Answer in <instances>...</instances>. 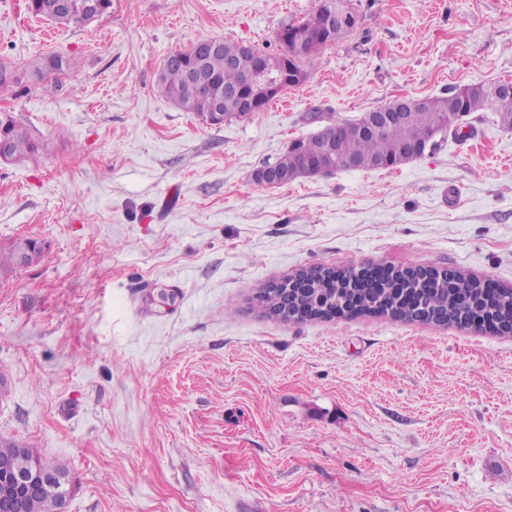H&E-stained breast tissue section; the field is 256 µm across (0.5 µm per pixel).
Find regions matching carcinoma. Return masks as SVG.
<instances>
[{
  "mask_svg": "<svg viewBox=\"0 0 512 512\" xmlns=\"http://www.w3.org/2000/svg\"><path fill=\"white\" fill-rule=\"evenodd\" d=\"M111 0H71L66 9L50 15L56 25L80 27L95 12L105 15ZM217 51L196 62L198 43L175 52L176 59L164 61L156 75L157 88L165 98L184 112L199 111L203 104L193 101L189 69L200 64L199 73L221 91V104L226 112L239 111L238 101L227 96L241 84L249 59L241 54L242 45L219 39ZM266 70L271 75L284 76L288 69L307 73V68L317 64L319 49L293 57L288 48L278 54L262 53ZM65 56L41 55L33 58L16 77L14 84L27 86L45 81L69 68ZM462 111L489 112L494 124L512 129V104L504 107H487L480 87L459 89ZM449 110L448 96L426 99L422 107H411V120L398 126L389 135L348 132L336 139V153L344 161L358 162L359 169H372V162L383 158H397L403 148L411 143L431 141L434 129ZM0 126L9 139L17 161L33 155L39 147L38 137L21 125L12 113H0ZM301 153L315 155L321 148L317 134L295 139ZM42 251L30 238L17 239L7 250L0 253V271L7 272L20 267L19 258L26 251ZM426 271L415 268H393L387 284L379 280L353 275V270H336L322 265L303 269L288 285H274L267 290L262 302L264 312L270 317L289 318V314H303L309 320L331 321L336 318L333 307L327 301L341 294L352 299L348 305L350 316H386L394 320L435 324H461L462 319L474 309L485 307L481 281L469 279L457 284V279H447V287L436 288L421 284ZM22 456L42 465L50 474H65V470L45 463L37 448L15 439L0 437V460ZM67 493L50 485L42 492L26 495V512H58L66 502Z\"/></svg>",
  "mask_w": 512,
  "mask_h": 512,
  "instance_id": "obj_1",
  "label": "carcinoma"
}]
</instances>
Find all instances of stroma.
<instances>
[{
	"instance_id": "35a3bbf8",
	"label": "stroma",
	"mask_w": 512,
	"mask_h": 512,
	"mask_svg": "<svg viewBox=\"0 0 512 512\" xmlns=\"http://www.w3.org/2000/svg\"><path fill=\"white\" fill-rule=\"evenodd\" d=\"M306 80L219 126L163 97L210 37L277 53L316 0H112L63 28L0 0V91L40 139L0 164V436L71 481L62 512H512V336L388 318L283 321L303 268L435 266L512 287V130L489 113L405 165L269 186L254 172L395 98L512 82V0H352ZM203 41V40H200ZM199 40L190 46L175 52L176 59L168 61L169 55L161 65L156 75L157 88L165 98L184 112L202 110L203 104L193 101L189 69L196 64ZM216 42H201L202 54L208 48H215ZM70 62L66 56H48L41 55L33 58L24 70L18 71L21 76H16L13 85H22L25 87L45 81L55 75L65 72L69 68ZM37 251L38 255L41 254V248L38 243L30 238L17 239L7 250L0 253V270L2 272L11 271L16 268H21L19 258L22 252Z\"/></svg>"
}]
</instances>
